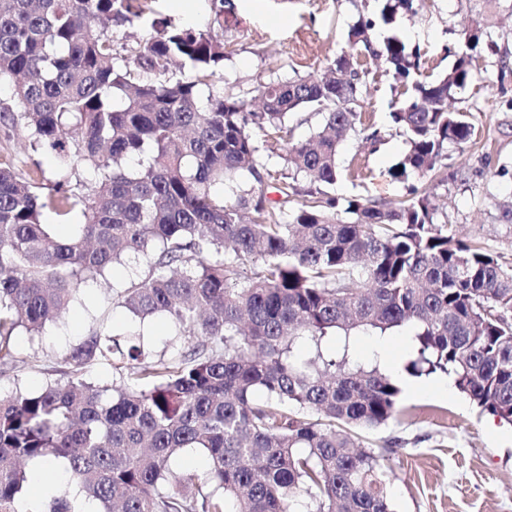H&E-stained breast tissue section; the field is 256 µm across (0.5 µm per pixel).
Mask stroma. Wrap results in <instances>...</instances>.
Wrapping results in <instances>:
<instances>
[{"label": "stroma", "instance_id": "stroma-1", "mask_svg": "<svg viewBox=\"0 0 512 512\" xmlns=\"http://www.w3.org/2000/svg\"><path fill=\"white\" fill-rule=\"evenodd\" d=\"M380 0H157L160 16L194 28H209L234 44V54L217 72L216 84L242 95L278 76L284 79L323 69L347 50V33L359 15L380 9ZM471 15L465 0H426L418 15L398 16L394 31L408 46L419 48L421 72L435 78L447 72L458 49L455 33ZM277 60L278 72L269 69ZM359 112L370 115L379 131L376 143L353 136L337 153L339 168L361 167L369 173L365 187L339 179L340 197L357 194L385 202L406 196L408 186L430 193L449 227L466 241L481 243L512 260V76L501 77L496 58L478 61L477 79L462 91L456 108L467 110L480 143L452 144L448 163L464 170L465 181L439 183L429 178L407 184L392 180L389 169L403 157L407 144L389 118L401 98L382 64L367 63ZM137 264L114 267L99 286L85 290L42 336L15 339L17 362L0 367V388L21 385L40 389L60 375V357L90 330L103 326L127 329L132 316L114 304ZM435 376L417 378V387L402 391L397 420L370 431L369 440H391L395 451L384 462L394 512H512V425L480 411L462 393L443 394Z\"/></svg>", "mask_w": 512, "mask_h": 512}]
</instances>
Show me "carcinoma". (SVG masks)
I'll list each match as a JSON object with an SVG mask.
<instances>
[{
  "instance_id": "obj_1",
  "label": "carcinoma",
  "mask_w": 512,
  "mask_h": 512,
  "mask_svg": "<svg viewBox=\"0 0 512 512\" xmlns=\"http://www.w3.org/2000/svg\"><path fill=\"white\" fill-rule=\"evenodd\" d=\"M153 2L0 0V83L17 101L0 123L57 161L49 186L37 162L25 173L0 162V365L16 359L18 328L42 335L82 285L133 259L145 268L117 304L189 337L156 360L135 330L93 329L61 355L66 380L0 391V512H22L39 461L60 463L98 512H393L390 449L362 432L402 412L401 388L381 354L353 356L351 333L411 327L409 375L450 374L512 423V261L457 239L416 187L396 206L330 192L339 145L368 129L354 111L359 57L384 61L407 94L390 112L408 144L391 179L446 181L458 177L448 144L477 138L469 112L448 104L481 53L512 71V31L475 19L448 72L419 80V51L394 34L372 42L417 0H382L351 26L353 52L259 84L248 112L215 84L233 49L208 29L156 18L136 46L114 48L112 27ZM184 66L191 75L176 77ZM303 111L322 122L300 140L288 120ZM270 143L283 150L275 166L261 160ZM99 362L112 385L84 378ZM188 448L210 467L176 477ZM37 512L81 510L64 490Z\"/></svg>"
}]
</instances>
